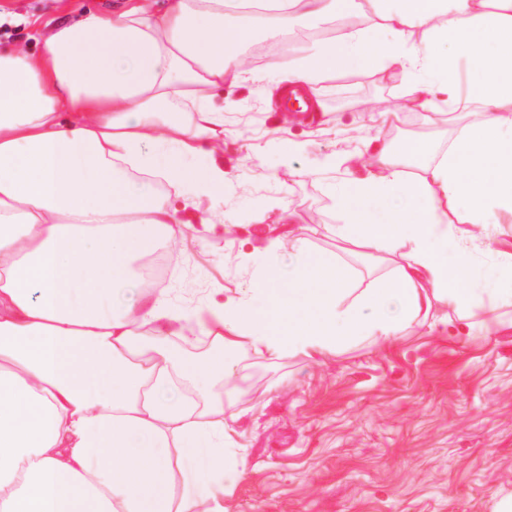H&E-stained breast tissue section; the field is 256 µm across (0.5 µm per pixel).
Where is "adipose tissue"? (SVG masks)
I'll use <instances>...</instances> for the list:
<instances>
[{"mask_svg": "<svg viewBox=\"0 0 512 512\" xmlns=\"http://www.w3.org/2000/svg\"><path fill=\"white\" fill-rule=\"evenodd\" d=\"M360 0H147L90 10L56 26L30 55L0 50V512H224L218 493L246 468L224 447L223 399L182 393L184 381L238 378L240 341L278 359L316 357L353 338L401 336L431 301L460 319L512 306V290L474 287L457 224L512 212V0H395L384 34L352 29L315 44L288 71L290 86L374 64L409 76L408 104L476 105L482 118L416 181L403 166L337 182L346 214L330 225L364 255L399 254L394 273L346 302L352 270L305 238L254 248L253 286L193 309L164 293L131 291L136 256L182 235L185 224L148 176L185 200L223 192L219 165L190 166L200 136L218 137L222 113L195 107L225 81L251 77L241 47L254 36L228 16L259 15L269 37ZM496 48L480 55L478 40ZM480 55L471 99L455 59ZM402 198L377 216L376 206ZM456 259H449V246Z\"/></svg>", "mask_w": 512, "mask_h": 512, "instance_id": "ef3b65f1", "label": "adipose tissue"}]
</instances>
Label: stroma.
<instances>
[{"label": "stroma", "instance_id": "35a3bbf8", "mask_svg": "<svg viewBox=\"0 0 512 512\" xmlns=\"http://www.w3.org/2000/svg\"><path fill=\"white\" fill-rule=\"evenodd\" d=\"M129 0H0L12 23L0 25V45L38 51L36 33L80 18L89 8L112 10ZM251 43V79L225 84L206 103L224 115V142L203 141L193 164L224 169V221L214 234H195L209 217V197L185 205L161 177V195L173 196L183 238L138 260L165 269L162 287L179 307L239 294L251 287L254 246L305 232L317 252L351 266L353 286L390 275L399 255L364 257L326 232L343 215L328 187L333 157L350 170L371 161L367 146L401 149L420 139L443 151L474 115L454 118L403 108L408 77L375 66L333 74L308 91L310 108L287 111L276 88L291 65L317 41L340 40L341 22L307 23L275 39ZM293 151L282 152L283 143ZM294 222H287V214ZM459 236L483 235L469 270L490 288L512 256V213L489 224H461ZM508 322L485 329L474 317L469 335H457V315L441 303L405 335L350 342L325 356L297 353L272 359L248 345L233 358L247 368V388L227 395L224 441L245 456L246 471L224 485V512H498L512 496V308Z\"/></svg>", "mask_w": 512, "mask_h": 512}]
</instances>
